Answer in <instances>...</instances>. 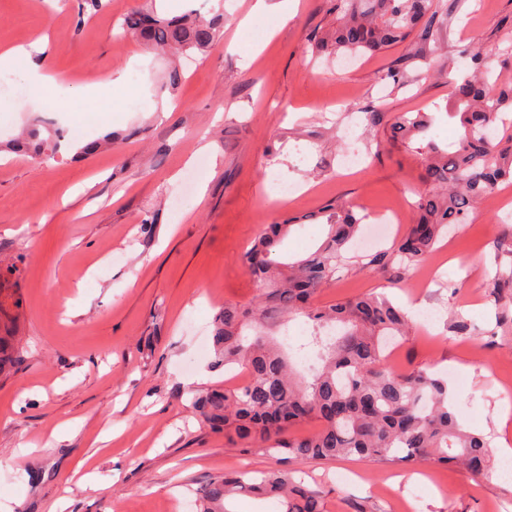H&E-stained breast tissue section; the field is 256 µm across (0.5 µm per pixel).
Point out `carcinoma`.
Segmentation results:
<instances>
[{"instance_id":"carcinoma-1","label":"carcinoma","mask_w":512,"mask_h":512,"mask_svg":"<svg viewBox=\"0 0 512 512\" xmlns=\"http://www.w3.org/2000/svg\"><path fill=\"white\" fill-rule=\"evenodd\" d=\"M336 27L320 38L336 53H381L407 43L414 33L433 35L438 0H336ZM224 14L210 18L193 11L169 19L154 11L126 14L122 36L186 53L209 47L221 33ZM470 73L456 85L448 116L457 119L453 149L428 138L432 119L423 112L403 114L391 124L395 136L420 140L423 181L419 218L391 249L350 254L361 220L338 205L319 212L326 235L315 251L282 261L280 247L290 224H265L244 254L249 273L262 287L256 302L226 303L215 321L214 342L224 367L239 366L249 378L234 389L199 393L194 406L211 429L235 436L247 449L301 463L356 457L371 463L436 467L462 465L474 478L489 473L488 442L464 429L448 401V385L422 369L402 373L385 348L409 332L407 313L384 293L360 295L330 305L317 293L348 270L359 269L393 282L434 251L448 225L465 224L480 201L500 184L512 182V140L498 139L512 125V92L490 86L489 51L476 37L463 49ZM0 289V372L14 361V317ZM306 318V347L314 363L296 371L283 342L288 323ZM307 421L316 430L303 437L290 430ZM456 448L452 454L448 449ZM235 495H274L281 512H324L322 492L286 472L226 473L204 491L201 512H228Z\"/></svg>"}]
</instances>
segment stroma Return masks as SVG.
Listing matches in <instances>:
<instances>
[{"instance_id": "35a3bbf8", "label": "stroma", "mask_w": 512, "mask_h": 512, "mask_svg": "<svg viewBox=\"0 0 512 512\" xmlns=\"http://www.w3.org/2000/svg\"><path fill=\"white\" fill-rule=\"evenodd\" d=\"M154 3L161 14L224 15V37L207 52L178 58L117 37V18ZM249 26L255 0H0V47L24 50L9 81L19 97H0L1 285L21 299L19 354L0 376V512H183L215 477L246 463L281 468L211 430L192 401L231 381L217 365L213 320L227 303L248 304L260 286L243 254L261 225L292 222L282 249L304 257L322 242L314 216L327 205L383 207L400 202L415 217L425 190L413 145L390 127L349 128L369 108L396 116L432 115L441 148L455 140L449 120L453 79L466 71L472 36L490 49L496 89L512 88V0H446L448 17L422 45L407 44L343 67L312 34L336 23L335 0H296L281 19L279 0ZM55 70L69 95L35 103L24 76L31 62ZM183 73L170 84L172 67ZM399 79H391V72ZM124 74L121 86L90 94L86 85ZM66 138L56 151L7 150L22 130ZM102 141L97 152L83 146ZM363 153L346 167L345 152ZM300 187L281 200V185ZM512 232V184L479 204L438 247L450 259L430 287L415 272L396 285L352 270L323 288L329 305L367 292L408 294L413 330L396 348L402 369L444 379L457 419L482 433L492 461L498 438L512 443V405L498 381L512 378V254L498 242ZM500 285H493L495 274ZM439 318L424 330L421 313ZM472 325L448 330L451 317ZM29 453H22L25 444ZM324 495V512H512V481L490 473L422 465L428 477L400 480L383 495L387 464L354 459L299 464Z\"/></svg>"}]
</instances>
